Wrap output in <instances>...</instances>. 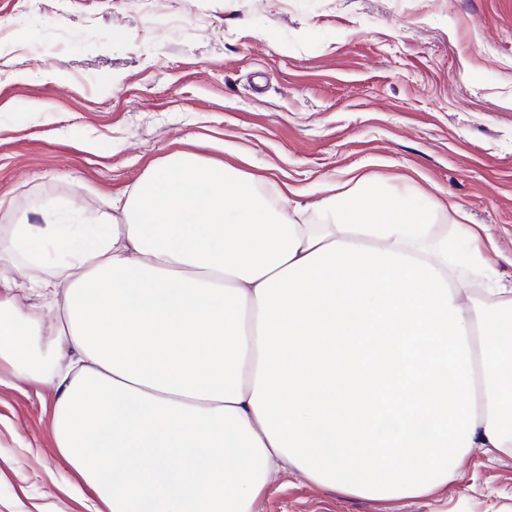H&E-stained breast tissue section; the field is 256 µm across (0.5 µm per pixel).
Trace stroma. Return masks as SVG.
<instances>
[{
  "label": "stroma",
  "mask_w": 512,
  "mask_h": 512,
  "mask_svg": "<svg viewBox=\"0 0 512 512\" xmlns=\"http://www.w3.org/2000/svg\"><path fill=\"white\" fill-rule=\"evenodd\" d=\"M175 151L276 175L315 202L351 170L491 225L512 283V0H0V266L13 213L88 222ZM51 392L0 386V512H87ZM256 512H512V457L472 451L420 499L281 474Z\"/></svg>",
  "instance_id": "obj_1"
}]
</instances>
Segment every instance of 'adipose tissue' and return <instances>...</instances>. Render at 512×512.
I'll return each instance as SVG.
<instances>
[{"label": "adipose tissue", "instance_id": "obj_1", "mask_svg": "<svg viewBox=\"0 0 512 512\" xmlns=\"http://www.w3.org/2000/svg\"><path fill=\"white\" fill-rule=\"evenodd\" d=\"M179 152L84 223L51 206L0 267V367L52 388L93 512H252L274 475L421 498L474 448L512 455V287L484 224L366 175L299 189ZM35 301L23 305L21 293ZM53 301L56 318L42 312Z\"/></svg>", "mask_w": 512, "mask_h": 512}]
</instances>
